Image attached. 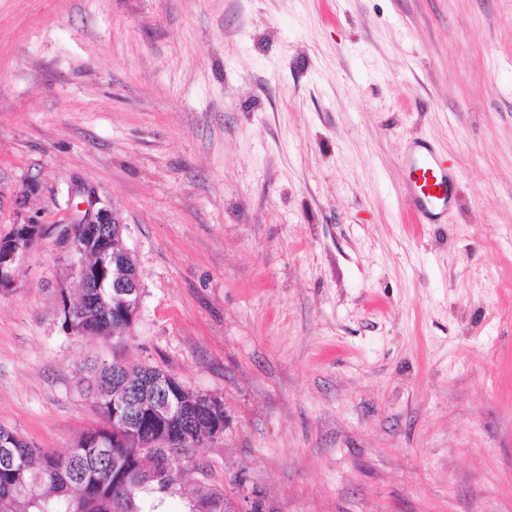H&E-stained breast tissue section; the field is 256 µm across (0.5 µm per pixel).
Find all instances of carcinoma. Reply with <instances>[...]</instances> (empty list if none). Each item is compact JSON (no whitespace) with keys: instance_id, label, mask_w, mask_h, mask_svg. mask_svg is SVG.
Segmentation results:
<instances>
[{"instance_id":"carcinoma-1","label":"carcinoma","mask_w":512,"mask_h":512,"mask_svg":"<svg viewBox=\"0 0 512 512\" xmlns=\"http://www.w3.org/2000/svg\"><path fill=\"white\" fill-rule=\"evenodd\" d=\"M83 249L89 268L105 266L104 278L93 277L83 284L78 301L61 295V305L74 311L73 321L83 331L112 336V259L105 258L85 235L73 237ZM162 379L169 391L183 399L180 417L167 424L155 421L148 408L150 388ZM84 391L101 422L88 429L64 454L36 448L13 431L0 427V512H159L165 499L177 493L184 472L173 470L169 457L181 448H120L112 440L120 434L121 418H112V398L139 396L135 408L141 425L152 433H180L200 445L212 437V428L224 426V416L211 414L203 395L184 386L154 367L129 368L113 363L88 369ZM224 491L197 485L191 494L189 512H224Z\"/></svg>"}]
</instances>
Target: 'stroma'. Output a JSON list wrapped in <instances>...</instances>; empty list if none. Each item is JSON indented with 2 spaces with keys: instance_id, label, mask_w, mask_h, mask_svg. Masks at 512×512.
<instances>
[{
  "instance_id": "stroma-1",
  "label": "stroma",
  "mask_w": 512,
  "mask_h": 512,
  "mask_svg": "<svg viewBox=\"0 0 512 512\" xmlns=\"http://www.w3.org/2000/svg\"><path fill=\"white\" fill-rule=\"evenodd\" d=\"M455 158L414 224L402 153ZM124 222L127 335L70 336L71 188ZM0 426L62 453L87 366L224 404L187 486L261 512H512V0H0ZM34 243L30 244L28 240H24V242L15 240L13 244L2 249V251L0 248V288H3L10 282L7 280L8 274L6 270L15 262L19 253L26 251Z\"/></svg>"
}]
</instances>
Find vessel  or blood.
Segmentation results:
<instances>
[{"label": "vessel or blood", "mask_w": 512, "mask_h": 512, "mask_svg": "<svg viewBox=\"0 0 512 512\" xmlns=\"http://www.w3.org/2000/svg\"><path fill=\"white\" fill-rule=\"evenodd\" d=\"M404 192L419 224H442L455 203L457 167L423 137L412 140L402 158Z\"/></svg>", "instance_id": "1"}]
</instances>
